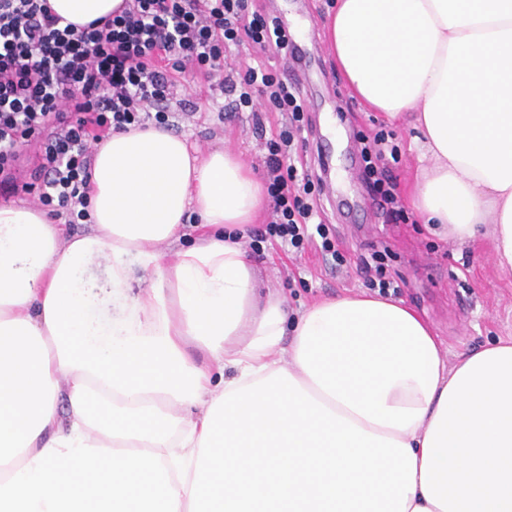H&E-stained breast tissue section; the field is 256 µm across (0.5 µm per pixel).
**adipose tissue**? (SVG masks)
I'll list each match as a JSON object with an SVG mask.
<instances>
[{
    "instance_id": "1",
    "label": "adipose tissue",
    "mask_w": 512,
    "mask_h": 512,
    "mask_svg": "<svg viewBox=\"0 0 512 512\" xmlns=\"http://www.w3.org/2000/svg\"><path fill=\"white\" fill-rule=\"evenodd\" d=\"M121 2L49 0L77 25ZM325 35L420 132L414 204L462 244L491 225L512 268V0H336ZM88 200L83 233L0 204V512H512V339L450 366L393 297L260 294L236 234L265 198L231 149L114 132Z\"/></svg>"
}]
</instances>
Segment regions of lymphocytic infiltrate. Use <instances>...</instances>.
Masks as SVG:
<instances>
[{
  "label": "lymphocytic infiltrate",
  "instance_id": "f902f5d3",
  "mask_svg": "<svg viewBox=\"0 0 512 512\" xmlns=\"http://www.w3.org/2000/svg\"><path fill=\"white\" fill-rule=\"evenodd\" d=\"M247 46L256 56L229 66L232 50ZM287 48L286 30L252 0H123L82 27L63 23L48 0H0V193L37 194L53 217L88 223L93 145L129 125H168L174 104L194 116L198 98L174 99V87L214 80L232 95V111L261 103L282 116L264 158L271 219L254 241L299 249L314 231L333 252L316 203L321 180L295 159L300 91L264 59ZM387 142L379 132L364 144V176L378 207L399 221L406 210Z\"/></svg>",
  "mask_w": 512,
  "mask_h": 512
}]
</instances>
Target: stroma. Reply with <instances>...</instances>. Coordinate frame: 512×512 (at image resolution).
I'll list each match as a JSON object with an SVG mask.
<instances>
[{"label": "stroma", "mask_w": 512, "mask_h": 512, "mask_svg": "<svg viewBox=\"0 0 512 512\" xmlns=\"http://www.w3.org/2000/svg\"><path fill=\"white\" fill-rule=\"evenodd\" d=\"M268 16L288 25L306 51L301 62L276 55L270 65L280 75L302 69L300 87L304 100L307 146L303 160L317 168L321 139H329L332 156L327 178L335 192L321 191L318 204L329 238L341 253L334 262L315 245L295 254L280 245L262 243L254 254L258 285L283 291L291 308L316 300L366 290L370 279L362 258L379 253L385 257L384 273L394 282L395 295L414 306L442 342L448 363L460 352L475 350L500 338H512V268L498 266L491 258L493 244L485 236L462 245L433 233L415 208H408V222L387 220L374 206L363 176L361 139L378 130L389 132L398 148L394 173L399 193H407L421 172V148L410 125H394L382 113L365 109L344 82L323 34V21L331 0H256ZM202 112L179 120L177 135L200 152L229 147L259 167L265 140L256 134L250 113L235 120L221 119V90L207 94Z\"/></svg>", "instance_id": "35a3bbf8"}]
</instances>
